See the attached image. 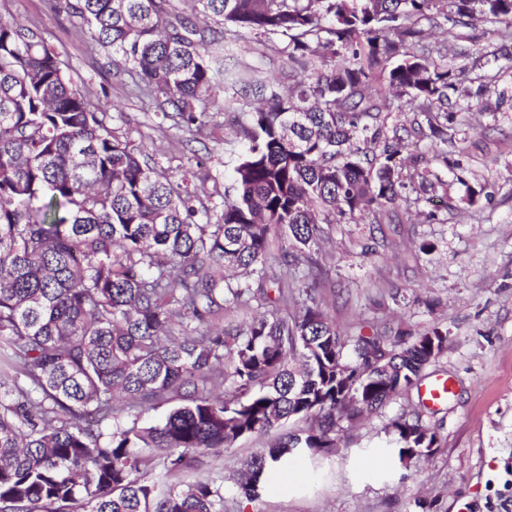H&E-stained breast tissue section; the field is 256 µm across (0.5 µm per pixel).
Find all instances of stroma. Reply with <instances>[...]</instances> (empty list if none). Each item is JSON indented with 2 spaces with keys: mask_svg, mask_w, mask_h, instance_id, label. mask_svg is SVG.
Listing matches in <instances>:
<instances>
[{
  "mask_svg": "<svg viewBox=\"0 0 512 512\" xmlns=\"http://www.w3.org/2000/svg\"><path fill=\"white\" fill-rule=\"evenodd\" d=\"M0 18L38 27L92 106L106 109L107 126L172 179L188 177L197 206L222 200L240 150L236 115L212 107L199 129L162 118L79 18L55 11L52 0H0ZM489 29L480 20L444 21L429 40L454 67L461 47H497ZM471 77L485 88V108L468 109L467 86L450 96V150L460 166L437 171L448 184L445 199L428 203L420 189H407L381 221L325 225L315 248L322 278L313 298L345 339L447 330L442 353L422 375L450 379L452 399L433 405L414 391L395 396L343 427L331 454L298 459L295 480L276 476L252 500L238 482L274 436L204 456L202 471L220 484L226 512H512V107L498 103L500 91L512 93V68L478 64ZM425 242L433 246L427 254L419 250ZM405 413L419 414L440 435L433 457L408 466L391 457L385 432Z\"/></svg>",
  "mask_w": 512,
  "mask_h": 512,
  "instance_id": "obj_1",
  "label": "stroma"
}]
</instances>
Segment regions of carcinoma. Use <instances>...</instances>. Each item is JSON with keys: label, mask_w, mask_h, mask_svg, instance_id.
Wrapping results in <instances>:
<instances>
[{"label": "carcinoma", "mask_w": 512, "mask_h": 512, "mask_svg": "<svg viewBox=\"0 0 512 512\" xmlns=\"http://www.w3.org/2000/svg\"><path fill=\"white\" fill-rule=\"evenodd\" d=\"M55 0L124 64L163 118L198 128L210 107L248 114L218 223L188 179L139 159L92 109L54 47L0 20V376H23L0 401V512H224L197 476L200 457L293 418L316 426L262 448L240 484L259 497L271 471L323 456L336 430L417 386L448 332L346 342L310 295L323 224L380 216L406 188L403 167L451 171L448 91L469 74L429 48L423 24L476 13L512 62V0ZM271 42L285 86L232 54ZM412 106L409 125L387 113ZM429 149L419 151L422 141ZM288 236L280 274L266 268L271 232ZM271 306L242 329L212 325L225 307ZM122 396L145 424L114 416ZM399 462L430 457L436 429L402 415L389 425ZM192 474L170 484L172 475Z\"/></svg>", "instance_id": "obj_1"}]
</instances>
